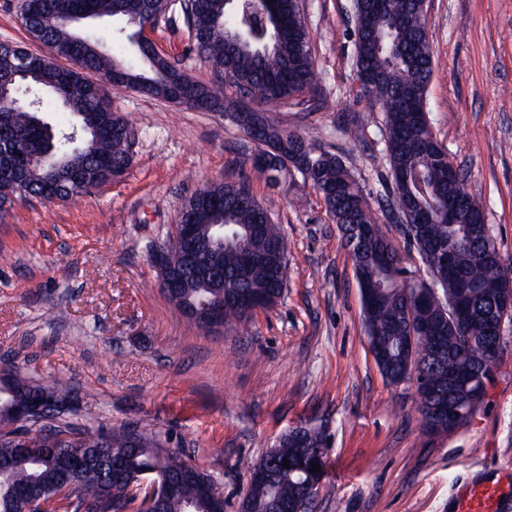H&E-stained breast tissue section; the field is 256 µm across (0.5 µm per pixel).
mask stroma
I'll use <instances>...</instances> for the list:
<instances>
[{"label":"stroma","instance_id":"obj_1","mask_svg":"<svg viewBox=\"0 0 512 512\" xmlns=\"http://www.w3.org/2000/svg\"><path fill=\"white\" fill-rule=\"evenodd\" d=\"M351 4L302 0L315 92L267 113L339 155L374 206L391 176L379 104L354 86ZM427 19L432 130L512 260V0H428ZM149 36L192 78L214 81L180 0ZM109 99L135 132L126 173L75 200L16 201L0 220V361L78 391L79 422L158 434L221 483L224 512H241L250 470L301 426L325 443L310 512H455L458 489L485 480L512 512V321L471 420L428 432L415 386L390 384L371 355L352 260L310 183L294 171L269 182L223 113L122 88ZM215 181L247 182L288 245L286 288L244 336L182 316L153 262L180 204Z\"/></svg>","mask_w":512,"mask_h":512}]
</instances>
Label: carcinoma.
I'll return each mask as SVG.
<instances>
[{
	"instance_id": "carcinoma-1",
	"label": "carcinoma",
	"mask_w": 512,
	"mask_h": 512,
	"mask_svg": "<svg viewBox=\"0 0 512 512\" xmlns=\"http://www.w3.org/2000/svg\"><path fill=\"white\" fill-rule=\"evenodd\" d=\"M38 11L23 17L30 36L47 47L52 55L71 57L87 73H109L115 65L128 66L127 54L143 61L154 57L152 44L140 40L144 24L153 20L145 13L144 0H38ZM120 6L118 17L121 51L107 49L87 38H78L71 28H61L55 17L61 12L76 15L110 16ZM256 9L265 23L261 40L239 39L229 45L225 34L237 32L240 16L227 0H192L191 20L199 40L195 51L223 75L231 71L233 86L240 97L263 108L298 100L312 93L314 59L311 37L300 8L293 0H259ZM356 34L355 82L364 92L372 87L382 100L386 134V160L392 178L393 198H412L416 202L404 216L403 235L422 234L429 243L421 248L415 239L422 263L433 279L448 290V295L464 297L474 314L464 334L448 323L439 304L431 299L424 306L407 304L405 289L411 279L405 275L395 243L384 235L354 175L338 155L321 148L305 137L283 132L263 115L257 116L258 150L254 168L273 183L289 169L299 172L325 203L331 219L343 231L349 224L372 226L374 237L360 251L350 252L362 295L364 320L369 342L377 341L384 351V370L396 381L409 364L427 369L430 382L448 394V403L458 406L467 416L479 408L473 390L464 385H448L447 373H471L483 370L486 361L484 342L489 335L484 314L492 299L503 288L512 265L501 264L490 227L479 203L465 190L461 174L448 181V152L434 136L429 119L422 111L433 73L434 53L428 34L427 16L414 0H389V8L375 12L359 9L353 18ZM12 74L11 92L22 88L31 93L48 88L51 98L43 104L9 109L0 118V144L9 150L14 166L26 170L20 182H4L0 190V213L15 198L30 194L47 199L57 195L46 170L32 164L40 155L67 157L79 172V179L67 184L66 198L73 199L107 183L114 170L127 167L129 143L133 131L121 116L106 113L100 100L89 90L77 69L49 62L40 71L25 78L15 75L7 54L0 51V79ZM179 91L201 98L200 108L220 104L223 90L209 87L189 76L179 77ZM79 113L81 125L94 136V147L73 155L66 140L50 141L41 124V113L61 101ZM264 207L243 183H212L195 192L181 204L185 224L198 225L194 247L206 264L222 263L230 287L241 293L255 291L278 298L285 288L288 261L277 268L255 267L242 272V259L248 254L278 250L285 240L276 225L266 223ZM226 225V242L219 246L209 233V225ZM262 224L258 233L247 228ZM451 251L455 271L448 272L444 252ZM183 295L195 305L224 301L223 291L208 288L198 278V270L186 271ZM3 383L15 402L45 394L49 388L19 375L12 367H0ZM131 426L103 430L80 425L57 416L48 417L33 434L29 446L19 447L11 439L0 438V461L13 466L12 480L25 490V496L11 501L0 488V512H26L30 501L43 504V512H68L74 500L94 496L84 512H122L135 496L128 491L95 495L107 477L111 465L121 462L134 477L145 470L169 471L178 480L177 492L165 502L163 512H186L194 502V512H208V506L195 501L198 487L211 478L200 466L189 477H182L186 460L179 453L165 451L155 435L141 434L143 445L129 447ZM105 445L97 464L81 472L64 471L59 462L89 448ZM308 477L286 470L278 471L275 482L252 483L246 494L248 512H268L273 498L285 505L308 508Z\"/></svg>"
}]
</instances>
